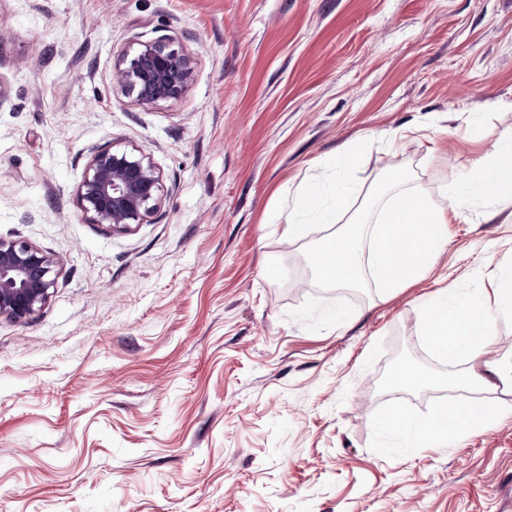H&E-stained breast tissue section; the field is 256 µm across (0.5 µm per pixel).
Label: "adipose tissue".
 I'll use <instances>...</instances> for the list:
<instances>
[{
    "label": "adipose tissue",
    "mask_w": 512,
    "mask_h": 512,
    "mask_svg": "<svg viewBox=\"0 0 512 512\" xmlns=\"http://www.w3.org/2000/svg\"><path fill=\"white\" fill-rule=\"evenodd\" d=\"M512 203V143L498 147L494 161H476L466 176L451 180L441 199L413 190L392 194L373 223L352 220L325 238L312 257L315 275L329 287L352 284L361 276L391 292L408 286L433 266L448 244V206L475 198ZM329 203L318 193L294 205L284 234L288 241L305 239L311 225L328 222ZM430 348L451 363L465 362L467 372L455 385L512 392V352H496L495 325L512 320V289L499 288L494 308L479 297L448 288L422 305ZM499 401L459 399L423 417L398 409L380 417L378 430L401 441L404 448L447 447L472 435L504 411Z\"/></svg>",
    "instance_id": "adipose-tissue-1"
}]
</instances>
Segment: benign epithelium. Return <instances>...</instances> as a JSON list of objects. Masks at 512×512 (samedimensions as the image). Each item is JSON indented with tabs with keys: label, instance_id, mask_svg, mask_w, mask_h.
I'll use <instances>...</instances> for the list:
<instances>
[{
	"label": "benign epithelium",
	"instance_id": "7a95c632",
	"mask_svg": "<svg viewBox=\"0 0 512 512\" xmlns=\"http://www.w3.org/2000/svg\"><path fill=\"white\" fill-rule=\"evenodd\" d=\"M193 72V57L166 38L124 51L112 70V84L155 105L180 98ZM162 189L161 174L147 157L109 146L88 161L77 201L90 223L124 231L157 211ZM57 265L30 242L0 237V318L21 323L41 311L55 286Z\"/></svg>",
	"mask_w": 512,
	"mask_h": 512
}]
</instances>
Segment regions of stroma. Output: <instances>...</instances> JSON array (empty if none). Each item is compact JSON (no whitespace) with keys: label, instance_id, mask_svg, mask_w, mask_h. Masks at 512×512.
Instances as JSON below:
<instances>
[{"label":"stroma","instance_id":"stroma-1","mask_svg":"<svg viewBox=\"0 0 512 512\" xmlns=\"http://www.w3.org/2000/svg\"><path fill=\"white\" fill-rule=\"evenodd\" d=\"M0 30V237L58 261L46 306L0 319V512H512V413L408 455L375 429L456 397L421 306L493 305L512 211L449 216L435 266L391 293L311 267L390 173L436 197L512 141V0H0ZM162 36L194 77L143 105L111 72ZM107 145L163 178L126 232L77 204ZM343 180L334 223L288 242L296 199ZM400 352L438 387L388 384Z\"/></svg>","mask_w":512,"mask_h":512}]
</instances>
